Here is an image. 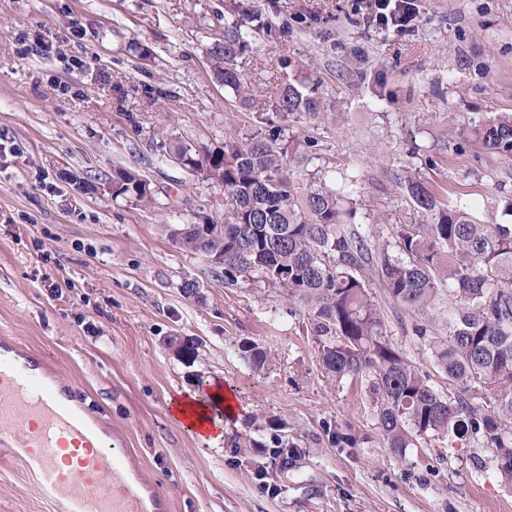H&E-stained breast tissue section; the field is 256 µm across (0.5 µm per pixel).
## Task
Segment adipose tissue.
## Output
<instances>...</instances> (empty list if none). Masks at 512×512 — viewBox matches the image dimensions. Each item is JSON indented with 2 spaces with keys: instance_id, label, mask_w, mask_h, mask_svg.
Wrapping results in <instances>:
<instances>
[{
  "instance_id": "adipose-tissue-1",
  "label": "adipose tissue",
  "mask_w": 512,
  "mask_h": 512,
  "mask_svg": "<svg viewBox=\"0 0 512 512\" xmlns=\"http://www.w3.org/2000/svg\"><path fill=\"white\" fill-rule=\"evenodd\" d=\"M239 405L233 392L218 382L204 390L188 391L171 402L173 419L200 438L219 439L230 422L236 421Z\"/></svg>"
}]
</instances>
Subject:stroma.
Masks as SVG:
<instances>
[{
  "label": "stroma",
  "mask_w": 512,
  "mask_h": 512,
  "mask_svg": "<svg viewBox=\"0 0 512 512\" xmlns=\"http://www.w3.org/2000/svg\"><path fill=\"white\" fill-rule=\"evenodd\" d=\"M268 24L238 60L251 96L232 105L210 71L203 18L224 0H0V337L75 388L169 512H512L495 449L481 438L386 448L364 383L328 376L293 306L225 286L168 228L224 220V189L161 160V133L194 147L245 138L292 84L317 113L283 125L309 158L297 176H353L349 229L378 251L392 225L422 222L406 183L448 207L512 224V159L471 137L512 113V0H417L414 28L365 26L358 0H254ZM151 56L141 59L133 43ZM146 176L155 203L113 198L118 169ZM372 283L388 335L453 395L415 317ZM193 293H186V285ZM172 336L195 338L186 362ZM268 361L254 370L248 344ZM218 381L245 413L201 440L170 399ZM254 446H242V439ZM288 461L275 464L274 451ZM0 512H57L25 465L0 454Z\"/></svg>",
  "instance_id": "stroma-1"
}]
</instances>
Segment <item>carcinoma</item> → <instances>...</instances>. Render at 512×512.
<instances>
[{
    "instance_id": "cac0c4a2",
    "label": "carcinoma",
    "mask_w": 512,
    "mask_h": 512,
    "mask_svg": "<svg viewBox=\"0 0 512 512\" xmlns=\"http://www.w3.org/2000/svg\"><path fill=\"white\" fill-rule=\"evenodd\" d=\"M230 20L203 25L207 53L218 83L248 106L238 59L251 48L261 16L252 0L227 5ZM286 118L315 112L317 100L288 84L271 101ZM265 128L250 138L224 139L196 149L171 139L157 143L161 157L194 176L224 187V223L203 218L207 234L224 238V284L240 282L272 289L300 309L306 329L323 350L326 374L367 381L385 446L400 455L429 437L482 436L496 449L501 477L512 484V224H481L464 210L443 207L419 181L407 191L427 223L394 224L397 254L374 255L348 230L344 217L359 194L355 179L302 188L288 168L300 158L285 128L260 117ZM471 133L489 151L512 157V115L482 120ZM112 196L151 202V182L135 170L118 169ZM172 240L206 255L211 242L185 234ZM379 283L418 319L413 331L427 340L436 366L456 389L440 396L427 374L406 360L389 338L384 318L360 270L372 258ZM448 297L445 334L432 331L431 316ZM169 346L194 358L197 343L170 338ZM490 397L494 410L480 413L472 395Z\"/></svg>"
}]
</instances>
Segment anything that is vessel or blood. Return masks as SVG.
<instances>
[{"label": "vessel or blood", "instance_id": "obj_1", "mask_svg": "<svg viewBox=\"0 0 512 512\" xmlns=\"http://www.w3.org/2000/svg\"><path fill=\"white\" fill-rule=\"evenodd\" d=\"M48 371L15 345L0 344V431L17 430L25 464L61 512H144L123 449L87 419L76 392L59 401Z\"/></svg>", "mask_w": 512, "mask_h": 512}]
</instances>
